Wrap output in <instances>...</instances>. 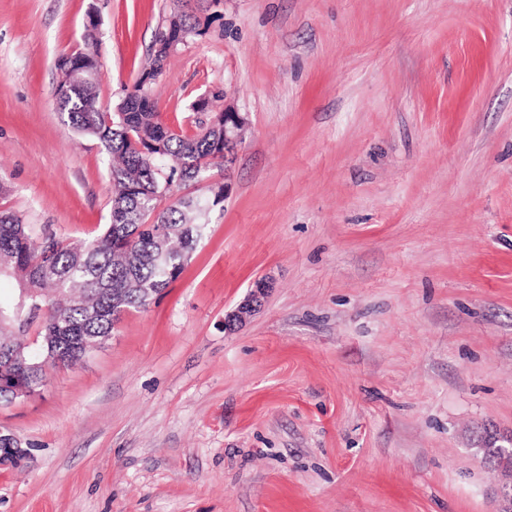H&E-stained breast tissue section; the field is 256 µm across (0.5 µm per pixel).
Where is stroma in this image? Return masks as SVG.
Listing matches in <instances>:
<instances>
[{
    "instance_id": "35a3bbf8",
    "label": "stroma",
    "mask_w": 512,
    "mask_h": 512,
    "mask_svg": "<svg viewBox=\"0 0 512 512\" xmlns=\"http://www.w3.org/2000/svg\"><path fill=\"white\" fill-rule=\"evenodd\" d=\"M249 128L204 238L79 365L0 406V512H495L512 435V0H0V211L70 240L111 210L57 105L97 42L112 110ZM98 26L88 30L89 19ZM222 99H215V92ZM246 323L224 317L255 281ZM268 289L269 288L266 281L258 280L248 297L243 302H241L234 311L225 315V329H231L232 327L241 324L246 320L248 316H251L253 313H255L258 308L261 307L262 301Z\"/></svg>"
}]
</instances>
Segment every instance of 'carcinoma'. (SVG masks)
<instances>
[{
    "label": "carcinoma",
    "mask_w": 512,
    "mask_h": 512,
    "mask_svg": "<svg viewBox=\"0 0 512 512\" xmlns=\"http://www.w3.org/2000/svg\"><path fill=\"white\" fill-rule=\"evenodd\" d=\"M81 51L58 60L69 92L58 99L75 129L102 146L113 197L110 222L98 235L74 243L38 233L14 214L0 212V276L18 280V301L0 302V349L20 352L23 370H6L0 406L13 403L9 386L25 396L44 383L49 367H69L89 355L85 344L102 342L129 310L147 308L167 288L204 237L209 214L224 201V186L208 197L160 202L173 187L198 179L209 167L224 169V113L189 136L162 124L154 109L152 84L163 65L155 60L117 111L102 110L96 83L78 64L96 56L92 34ZM152 222H147L149 217Z\"/></svg>",
    "instance_id": "obj_1"
}]
</instances>
